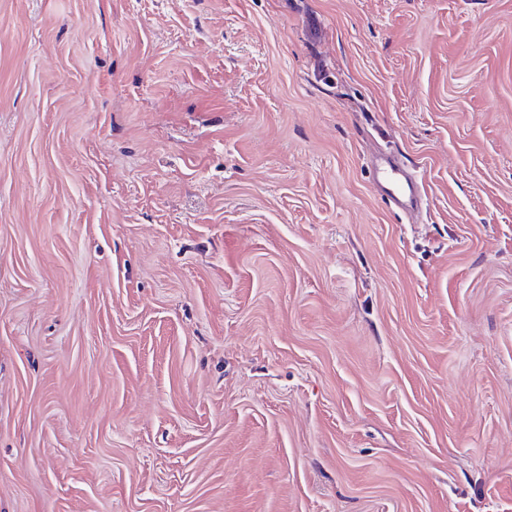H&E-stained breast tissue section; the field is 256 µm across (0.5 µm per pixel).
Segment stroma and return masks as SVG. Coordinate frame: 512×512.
Returning <instances> with one entry per match:
<instances>
[{"label":"stroma","mask_w":512,"mask_h":512,"mask_svg":"<svg viewBox=\"0 0 512 512\" xmlns=\"http://www.w3.org/2000/svg\"><path fill=\"white\" fill-rule=\"evenodd\" d=\"M0 512H512V0H0ZM378 181L386 182L389 185V200L399 209L403 210L400 199L412 196L414 186L411 180L402 172L399 167L388 166L376 168Z\"/></svg>","instance_id":"1"}]
</instances>
